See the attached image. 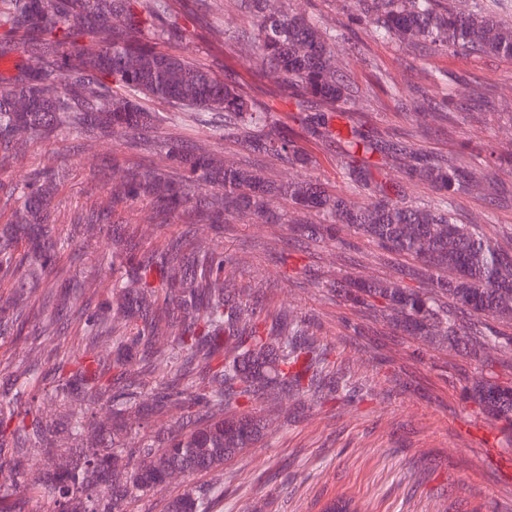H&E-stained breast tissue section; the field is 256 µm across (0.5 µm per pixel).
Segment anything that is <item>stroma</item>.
<instances>
[{
  "mask_svg": "<svg viewBox=\"0 0 512 512\" xmlns=\"http://www.w3.org/2000/svg\"><path fill=\"white\" fill-rule=\"evenodd\" d=\"M283 3L339 30L336 65L359 90L351 108L365 113L379 132L448 157L505 156L484 186L458 196L454 213L458 223L482 225L494 241L512 245V61L465 59L449 51L422 58L352 21L344 0ZM198 11L199 20L186 24L190 55L241 83L277 122H287L290 90L262 79L255 53L236 46L238 34L254 30L255 18L234 0H203ZM436 70L447 72V87L433 83ZM447 91L469 101L470 111L444 120L425 109V99ZM149 108L159 138L207 146L225 162L260 170L276 184L297 175L276 158L211 140L192 117L168 123V106L153 102ZM298 146L312 160L308 176L329 192L346 190L335 148L311 138L299 139ZM167 165L153 143L122 138L103 143L59 136L27 143L16 153L0 149V229L21 203L17 184L45 169L58 172L49 226L57 259L45 282L61 290L78 281L88 290L39 343L31 337L44 317L42 291L34 292L23 328L0 325V390L32 359L46 373L57 357L80 347L88 316L112 300L114 254H141L175 241L190 254L208 245L233 259L237 298L260 302L271 316L287 311L304 320L350 392L334 399H261L257 411L281 414L261 443L223 469L176 477L131 503L129 512H164L187 487L215 483L223 484L224 497L213 512H325L333 501L350 503L353 512H512V431L465 398L480 365L368 317L332 287L346 276L397 278L410 257L353 233L343 248L310 242L292 231L288 203L278 198L272 202L277 224L247 217L212 224L194 212L162 221L150 199L113 202L112 183L121 169ZM88 224L99 225L101 237H87Z\"/></svg>",
  "mask_w": 512,
  "mask_h": 512,
  "instance_id": "obj_1",
  "label": "stroma"
}]
</instances>
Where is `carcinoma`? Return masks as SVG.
Returning <instances> with one entry per match:
<instances>
[{
	"instance_id": "cac0c4a2",
	"label": "carcinoma",
	"mask_w": 512,
	"mask_h": 512,
	"mask_svg": "<svg viewBox=\"0 0 512 512\" xmlns=\"http://www.w3.org/2000/svg\"><path fill=\"white\" fill-rule=\"evenodd\" d=\"M200 0H0V57L12 56L15 73L0 77V143L50 139L62 132L95 139L121 133L147 139L151 125L142 101H164L198 113L215 140H232L271 155L291 167L307 159L294 144L293 130L271 119L239 85L216 75L205 63L181 53L186 29L181 20L196 13ZM352 19L399 45L446 51L461 57L491 54L512 59V23L497 19L486 0L460 11L448 0H351ZM257 17L247 40L271 72L292 89L296 111L289 119L302 131L341 149L339 165L359 204L329 193L310 179L277 188L297 213L315 210L323 222L299 223L313 242L345 243L349 232L369 237L387 252L416 260L423 276L412 288L401 281L346 279L336 283L344 299L413 336L479 359L493 368L512 351V253L479 224H459L453 200L478 185L472 170L489 168L492 158L462 164L437 158L411 144L385 137L345 108L351 96L336 68L329 34L313 17L288 12L272 0H247ZM224 114L220 124L204 118ZM171 167L129 174L113 196L151 198L161 212L178 214L194 203L215 224L227 214L278 220L267 207L272 189L254 170L226 167L207 149H186L178 140L161 143ZM389 159H403L410 174L438 193L433 205L403 201L399 186L376 179ZM49 170L20 187L23 204L0 232V279L16 288L6 299L11 311L28 306L29 283H38L52 264L54 242L47 224ZM206 185L222 196L192 192ZM224 253L203 250L200 277L187 276L189 258L172 244L161 252L112 256L125 275L112 283L120 309L107 305L95 314L84 336L86 347L58 363L52 384L34 368L22 371L0 392V512H23L18 494L47 495L53 512H127L129 504L173 475L214 471L260 441L267 419L243 408L263 395L300 396L340 390L324 382L327 352L285 315L269 325L261 310L228 293ZM121 316L130 332L116 333ZM112 342L117 355L105 364L95 350ZM170 364L174 379L142 398L141 375ZM467 397L487 417L512 426V385L476 380ZM81 401L84 411L67 416L76 439L96 429L93 410L112 407L109 437L79 450L58 448L56 434L35 401ZM176 411L173 429L160 445L126 446L127 406ZM39 454L45 466L30 478L26 462ZM222 493L217 486L193 487L169 500L165 512H212Z\"/></svg>"
}]
</instances>
